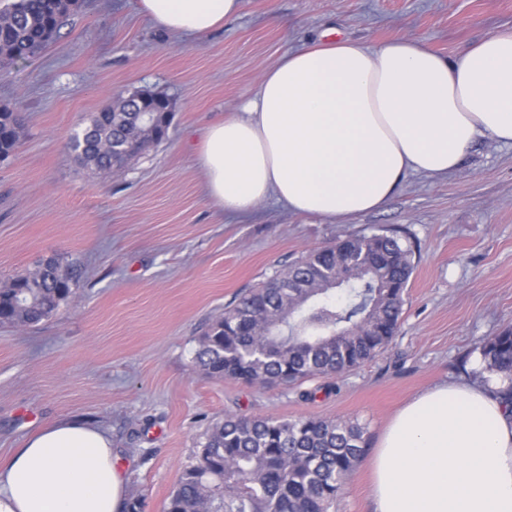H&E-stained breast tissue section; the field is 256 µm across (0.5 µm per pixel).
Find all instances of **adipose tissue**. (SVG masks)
I'll use <instances>...</instances> for the list:
<instances>
[{"instance_id":"obj_1","label":"adipose tissue","mask_w":512,"mask_h":512,"mask_svg":"<svg viewBox=\"0 0 512 512\" xmlns=\"http://www.w3.org/2000/svg\"><path fill=\"white\" fill-rule=\"evenodd\" d=\"M162 29L199 36L241 0H139ZM488 139L512 145V28L455 56L410 40L318 41L288 51L197 164L228 215L272 199L333 221L383 207L410 173L443 177ZM373 512H512V410L460 379L408 401L369 463ZM125 477L102 427L64 420L0 467V512H123Z\"/></svg>"}]
</instances>
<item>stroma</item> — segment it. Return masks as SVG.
<instances>
[{
	"label": "stroma",
	"mask_w": 512,
	"mask_h": 512,
	"mask_svg": "<svg viewBox=\"0 0 512 512\" xmlns=\"http://www.w3.org/2000/svg\"><path fill=\"white\" fill-rule=\"evenodd\" d=\"M139 0H79L38 56L0 70V106L26 116L0 160V281L63 256L80 278L58 314L0 326V461L42 428L106 429L144 512H162L208 427L225 415L322 417L364 426L369 445L409 399L471 378L479 345L512 329V146L478 142L445 177L411 175L380 210L345 222L266 201L224 215L194 146L288 51L328 31L367 46L411 39L454 56L512 27V0H242L195 37L165 32ZM167 95L165 140L121 172L83 168L70 136L113 97ZM401 228L419 252L390 346L336 380L261 386L193 363L202 330L237 296L336 238ZM360 462L331 512H371Z\"/></svg>",
	"instance_id": "1"
}]
</instances>
